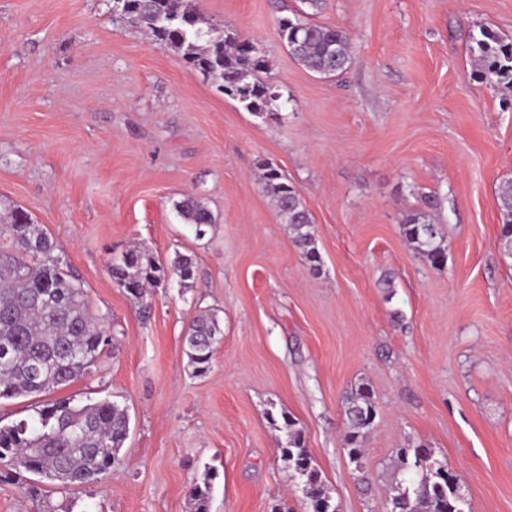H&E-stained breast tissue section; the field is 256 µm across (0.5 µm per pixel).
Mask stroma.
<instances>
[{"label": "stroma", "instance_id": "stroma-1", "mask_svg": "<svg viewBox=\"0 0 512 512\" xmlns=\"http://www.w3.org/2000/svg\"><path fill=\"white\" fill-rule=\"evenodd\" d=\"M208 23L248 35L282 95L247 112L112 0H0V223L14 207L53 237L112 344L63 389L125 407L122 463L105 483L43 486L74 512H189L214 470L211 512H307L280 448L303 428L341 512H384L397 449L424 444L460 479L465 512H512V255L499 245L512 181V89L472 64V38H512V0H325L351 64L318 78L277 20L300 0H198ZM276 164L311 213L319 271L303 263L265 194ZM217 221L196 237L175 205ZM431 195L447 259L434 267L402 225ZM139 247L193 256L190 286L149 289L141 317L108 261ZM393 278V289L380 283ZM224 340L195 376L182 339L203 309ZM377 406L360 463L344 403Z\"/></svg>", "mask_w": 512, "mask_h": 512}]
</instances>
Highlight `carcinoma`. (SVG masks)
Wrapping results in <instances>:
<instances>
[{
    "label": "carcinoma",
    "instance_id": "carcinoma-1",
    "mask_svg": "<svg viewBox=\"0 0 512 512\" xmlns=\"http://www.w3.org/2000/svg\"><path fill=\"white\" fill-rule=\"evenodd\" d=\"M132 16L125 24L148 30L157 41L182 54L204 77L213 79L225 95L254 114L263 115L279 95L263 74L269 61L250 48L252 40L234 31L221 35L202 27L194 4L180 0H131ZM280 38L291 57L305 70L324 78L345 71L350 63V37L343 29L318 23L299 14L278 19ZM477 66L485 78L512 84V42L482 29L472 38ZM263 190L274 200L291 230L296 246L313 268L320 255L312 232L314 220L298 189L271 162L261 165ZM185 223L199 238L215 223L213 213L193 197L175 204ZM502 224L499 243L512 251V187L500 195ZM12 247L0 251V399L46 396L88 374L109 345L104 325L90 313L81 282L64 273L53 255L56 245L40 224L23 209L11 212L10 222L0 225V235ZM408 241L434 266L444 264L446 250L438 225L418 213L403 224ZM112 280L147 314L146 288L159 284L169 272L188 283L194 278L193 258L178 253L171 266L139 249L110 259ZM224 331L217 313L197 315L183 338L189 365L205 373L223 342ZM348 431L343 438L350 461L362 458V447L376 418V404L362 385L346 398ZM288 441L281 456L302 480L308 512H336L320 471L305 445L296 420L281 414ZM129 417L118 404L101 399L77 405L71 397L48 399L37 411L36 423L20 420L0 427V474L6 479L31 474L39 482L58 488L98 483L112 476L120 464L127 438ZM421 457L431 468L417 467ZM396 468L409 475L389 496L386 512H463L464 498L458 480L442 476L431 449L422 444L400 448ZM215 471L190 488L191 512H210Z\"/></svg>",
    "mask_w": 512,
    "mask_h": 512
}]
</instances>
